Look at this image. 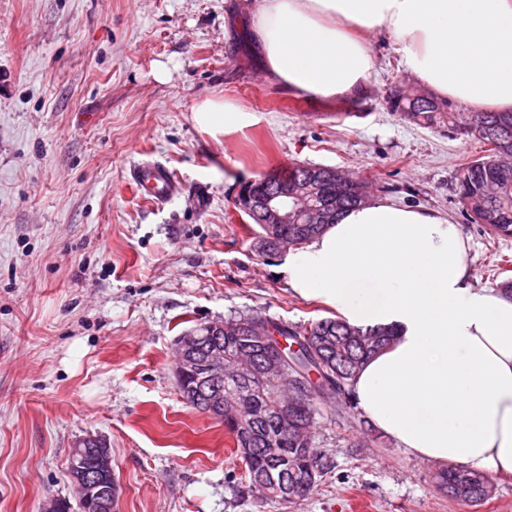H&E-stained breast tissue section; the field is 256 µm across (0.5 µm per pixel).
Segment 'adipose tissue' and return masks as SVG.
Listing matches in <instances>:
<instances>
[{
    "label": "adipose tissue",
    "mask_w": 512,
    "mask_h": 512,
    "mask_svg": "<svg viewBox=\"0 0 512 512\" xmlns=\"http://www.w3.org/2000/svg\"><path fill=\"white\" fill-rule=\"evenodd\" d=\"M249 34L288 89L348 100L392 39L432 94L512 111V0H256ZM211 137L256 123L207 98ZM470 246L439 212L372 201L343 212L280 271L293 291L358 327L392 329L350 386L355 407L409 456L512 479V296L473 285Z\"/></svg>",
    "instance_id": "obj_1"
}]
</instances>
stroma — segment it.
Instances as JSON below:
<instances>
[{
	"instance_id": "stroma-1",
	"label": "stroma",
	"mask_w": 512,
	"mask_h": 512,
	"mask_svg": "<svg viewBox=\"0 0 512 512\" xmlns=\"http://www.w3.org/2000/svg\"><path fill=\"white\" fill-rule=\"evenodd\" d=\"M245 0H0V512L74 500L67 461L106 440L119 512H512V481L473 507L439 493L358 410L321 420L332 463L314 491L261 505L222 421L187 406L175 340L239 314L291 327L335 316L295 293L283 252L259 250L240 188L292 164L372 180V198L438 211L468 239L478 287L512 280V238L468 222L458 169L471 136L390 111L412 89L375 38L366 94H301L272 81L227 34ZM221 96L255 126L211 138L194 106ZM160 161L181 193L141 200L131 165Z\"/></svg>"
}]
</instances>
